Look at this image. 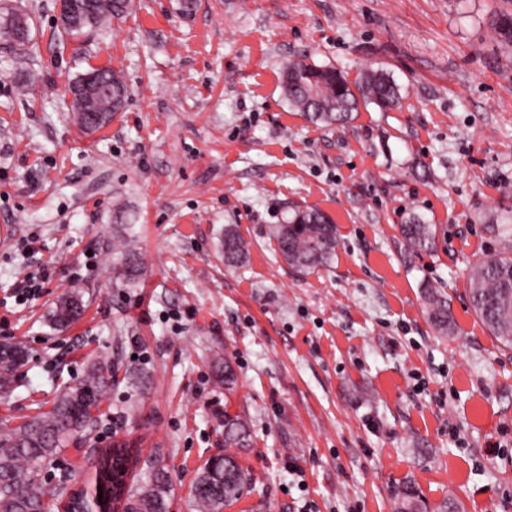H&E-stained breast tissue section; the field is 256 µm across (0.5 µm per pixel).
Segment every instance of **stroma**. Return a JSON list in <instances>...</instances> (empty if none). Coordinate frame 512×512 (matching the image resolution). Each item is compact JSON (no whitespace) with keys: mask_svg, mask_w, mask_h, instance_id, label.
Returning a JSON list of instances; mask_svg holds the SVG:
<instances>
[{"mask_svg":"<svg viewBox=\"0 0 512 512\" xmlns=\"http://www.w3.org/2000/svg\"><path fill=\"white\" fill-rule=\"evenodd\" d=\"M499 0H133L120 19L59 45L58 0H0L31 17L29 51L0 42V342L29 360L0 420L51 408L88 362L146 370L107 389L97 450H162L171 512H195L199 467L223 452L224 412L248 417L253 491L230 512H393L414 480L427 504L512 512V350L468 305L483 255L512 252V49ZM356 79L387 73L399 108L360 107L345 127L293 111L298 57ZM108 67L122 112L83 132L67 86ZM317 208L338 232L332 264L289 267L270 233ZM436 231L405 246L400 224ZM127 224L148 272L120 288L106 251ZM250 241L225 267L224 227ZM48 271L24 297L29 275ZM447 295L437 332L422 288ZM86 311L49 315L68 289ZM238 375L225 394L215 356ZM137 411L126 415L129 395ZM496 38L507 46H512V9L499 8L494 12L492 22ZM400 234L406 247L413 253L430 251L435 244V232L430 224H422L413 217L406 224H400Z\"/></svg>","mask_w":512,"mask_h":512,"instance_id":"stroma-1","label":"stroma"}]
</instances>
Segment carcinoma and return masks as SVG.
<instances>
[{
	"mask_svg": "<svg viewBox=\"0 0 512 512\" xmlns=\"http://www.w3.org/2000/svg\"><path fill=\"white\" fill-rule=\"evenodd\" d=\"M83 4L73 17L72 25L63 28L70 37L85 29L101 27L123 16L130 0H80ZM493 31L500 42L512 46V10L494 12ZM0 40L14 47L28 41V21L25 15L13 12L0 17ZM98 80L107 90L88 98L72 100V109L84 132H97L112 116L121 111L127 88L121 77L109 69H96ZM288 104L312 123L325 126L343 125L359 106L372 103L382 110L400 104L398 85L387 74L368 72L352 83L346 76L329 67H321L302 57L288 64L283 81ZM406 247L418 254L434 247L432 225L414 217L400 225ZM279 252L291 267L309 272L327 267L336 256L338 245L336 225L317 208L297 210L286 224L273 227ZM224 264L237 267L250 254V243L234 224L224 228L220 245ZM112 265L117 270L121 287L135 288L147 273V267L133 245L131 237L121 234L112 238ZM469 304L488 331L506 347L512 348V253L488 254L475 263L470 279ZM83 292L70 290L62 294L52 312L54 325L65 328L83 315ZM425 312L430 323L440 332L450 331L452 315L448 299L430 289L425 294ZM28 360L23 341L0 342V392H11L18 373ZM217 382L230 393L237 383V373L229 356L214 360ZM141 372L122 367L117 357L94 361L85 378L67 386L52 407L20 424L0 421V512H48L49 501L63 497L66 481L50 486L42 477L45 467L52 464L65 448H91L99 421V404L106 388L126 382H141ZM224 447L249 448L252 433L248 419L224 412ZM133 455L123 443L102 452L94 486L93 503L97 509L113 508L114 497L126 494V512H166L174 494L173 478L162 452L148 459V469L127 481ZM254 477L235 455L224 452L211 456L199 468L192 486V498L197 512H222L237 502L244 490L251 488ZM416 485L410 481L395 493V512H425Z\"/></svg>",
	"mask_w": 512,
	"mask_h": 512,
	"instance_id": "carcinoma-1",
	"label": "carcinoma"
}]
</instances>
